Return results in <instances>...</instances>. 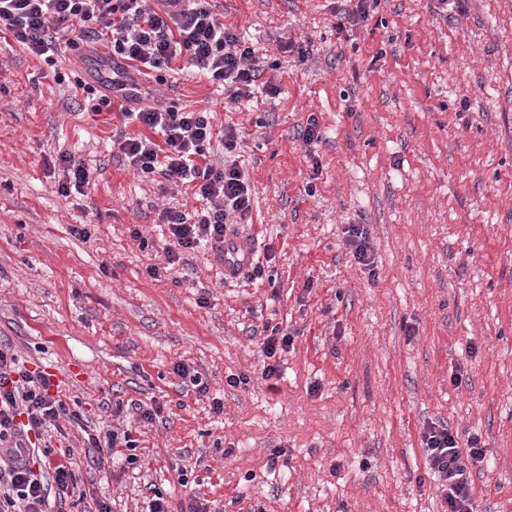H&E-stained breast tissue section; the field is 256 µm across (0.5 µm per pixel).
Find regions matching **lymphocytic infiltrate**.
Segmentation results:
<instances>
[{
	"label": "lymphocytic infiltrate",
	"mask_w": 512,
	"mask_h": 512,
	"mask_svg": "<svg viewBox=\"0 0 512 512\" xmlns=\"http://www.w3.org/2000/svg\"><path fill=\"white\" fill-rule=\"evenodd\" d=\"M2 29L51 67L57 63L59 39L74 49L103 41L113 57L147 78L183 59L222 87L230 101L252 100L259 90L276 92L263 79L262 54L218 18L210 0H0ZM77 88L92 112L116 106L124 124L134 125V132H120L112 142L133 173L161 175L203 201V208L191 214L161 210L159 219L169 231L168 265L204 243L220 249L228 225L248 221L252 190L235 157L236 127L225 126L218 138L210 112L133 107L114 102L93 85L81 82ZM216 138L224 147L221 163L210 154ZM52 386L48 374L23 369L12 348L0 343V512H50L51 499L70 498L79 490L70 454L32 446V436L59 420L79 419ZM421 444L448 512H473L472 470L483 461L484 449L473 441L468 452H461L452 431L433 423L424 427Z\"/></svg>",
	"instance_id": "obj_1"
}]
</instances>
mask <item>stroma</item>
<instances>
[{
	"mask_svg": "<svg viewBox=\"0 0 512 512\" xmlns=\"http://www.w3.org/2000/svg\"><path fill=\"white\" fill-rule=\"evenodd\" d=\"M213 3L265 50L277 94L248 108L187 68L147 102L236 124L252 211L230 232L269 248V284L225 280L208 247L167 270L157 214L199 203L133 175L112 147L118 112L74 96L80 59L105 45L63 49L59 84L0 33V341L81 416L54 443L84 492L62 512H146L159 492L173 512L194 497L211 512H443L431 423L486 450L474 512H512V0H371L357 24L344 0ZM65 152L93 172L84 194L58 190ZM353 224L371 270L346 245ZM269 324L294 337L270 380ZM153 401L159 418L135 424ZM112 426L130 427L135 464L90 447ZM346 244L348 245L354 259L359 265L370 270L372 258L369 254L370 245L367 230L362 224H353L347 231Z\"/></svg>",
	"mask_w": 512,
	"mask_h": 512,
	"instance_id": "obj_1",
	"label": "stroma"
}]
</instances>
